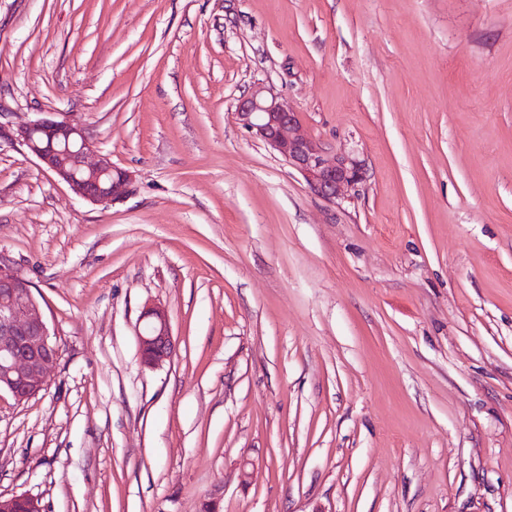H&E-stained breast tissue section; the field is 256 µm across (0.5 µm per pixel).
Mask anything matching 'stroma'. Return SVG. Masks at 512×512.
I'll return each instance as SVG.
<instances>
[{"instance_id": "obj_1", "label": "stroma", "mask_w": 512, "mask_h": 512, "mask_svg": "<svg viewBox=\"0 0 512 512\" xmlns=\"http://www.w3.org/2000/svg\"><path fill=\"white\" fill-rule=\"evenodd\" d=\"M256 83L363 161L346 199L236 123ZM41 112L134 182L95 205L0 139V255L60 350L0 396V494L512 512V0H0V124ZM141 322L137 340L143 364L156 367L170 361L175 353V342L167 310L159 304L148 303L143 308Z\"/></svg>"}]
</instances>
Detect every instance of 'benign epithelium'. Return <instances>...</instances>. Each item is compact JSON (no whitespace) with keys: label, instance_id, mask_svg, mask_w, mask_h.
<instances>
[{"label":"benign epithelium","instance_id":"benign-epithelium-1","mask_svg":"<svg viewBox=\"0 0 512 512\" xmlns=\"http://www.w3.org/2000/svg\"><path fill=\"white\" fill-rule=\"evenodd\" d=\"M238 124L262 140L300 173L311 189L334 202L345 189L363 180L364 165L351 153L330 159L322 145L302 128L297 113L282 97L260 83L237 100ZM37 133L49 144L33 142ZM26 148L40 165L78 198L95 204H112L132 189V172L98 154L83 125L69 115L43 112L14 128L0 125V138ZM137 330L141 361L148 367L171 360L175 342L167 310L156 303L144 306ZM59 360L50 330L33 292L32 282L0 256V393L22 404L47 389Z\"/></svg>","mask_w":512,"mask_h":512}]
</instances>
